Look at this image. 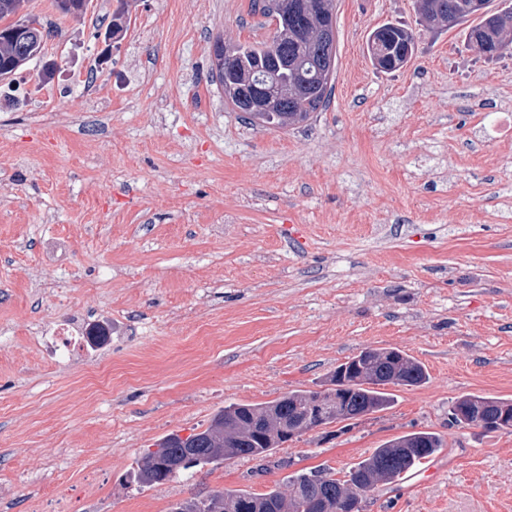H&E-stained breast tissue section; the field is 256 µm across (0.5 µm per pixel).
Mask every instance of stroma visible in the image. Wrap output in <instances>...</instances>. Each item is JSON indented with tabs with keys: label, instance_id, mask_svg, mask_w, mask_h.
Returning a JSON list of instances; mask_svg holds the SVG:
<instances>
[{
	"label": "stroma",
	"instance_id": "35a3bbf8",
	"mask_svg": "<svg viewBox=\"0 0 512 512\" xmlns=\"http://www.w3.org/2000/svg\"><path fill=\"white\" fill-rule=\"evenodd\" d=\"M118 6L75 19L31 0L54 33L0 83V512L57 492L63 512H170L301 470L344 477L412 431L444 441L433 474L378 486L364 512H512V429L449 422L460 396L512 399V50L486 59L466 20L427 30L416 0H336L329 106L265 130L209 78L216 37L270 39L252 0H136L109 42ZM388 21L418 41L392 73L366 47ZM76 317L99 344L55 354ZM377 348L427 384L263 468L131 482L160 437L326 388Z\"/></svg>",
	"mask_w": 512,
	"mask_h": 512
}]
</instances>
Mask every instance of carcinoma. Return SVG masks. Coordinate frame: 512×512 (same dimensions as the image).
<instances>
[{"label": "carcinoma", "instance_id": "1", "mask_svg": "<svg viewBox=\"0 0 512 512\" xmlns=\"http://www.w3.org/2000/svg\"><path fill=\"white\" fill-rule=\"evenodd\" d=\"M288 33L254 44L229 46L233 61L224 64V40H215V74L224 91L249 87L261 69L275 66L286 59L294 67L282 70L274 97L265 112H255L247 101L230 96L234 107L246 114L255 127L285 128L307 121L329 101L336 67V37L321 33L325 24H333L334 0H326L327 16L321 18L296 7L302 0H286ZM106 37L115 39L126 28L125 15L130 0H120ZM423 22L442 28L454 27L473 17L477 23L467 33L473 45L492 44L512 39V7L476 13L473 0H422L418 10ZM22 27V19L0 25V73L10 72L16 58L37 56L42 47L26 39L14 38ZM416 33L404 25L387 22L368 37L370 58L382 52L394 60L400 69L414 56ZM426 368L413 357L397 349L361 351L339 364L333 372L331 387L323 391L295 390L264 403H231L210 420L206 428L189 435L184 441L177 433L159 439L156 448L147 450L137 461L131 474L133 482L150 487L169 481L181 472L204 468L221 461L242 458L272 457L282 444L300 438L321 426L358 419L388 409L393 395L384 391L387 385L419 387L427 383ZM339 393L338 414L324 420L309 416L316 398L329 392ZM506 409L512 410V400L464 395L455 401L452 419L456 425L477 426L491 433L502 430L498 420ZM443 447L439 435L429 431L410 432L389 440L352 467L345 479L334 478L324 468L298 471L288 476V490L277 488L265 493L232 490L204 500L191 499L177 503L172 512H225L227 505H243L246 512H362L366 499H357L363 492L379 484H392L404 478L412 469L435 455Z\"/></svg>", "mask_w": 512, "mask_h": 512}]
</instances>
